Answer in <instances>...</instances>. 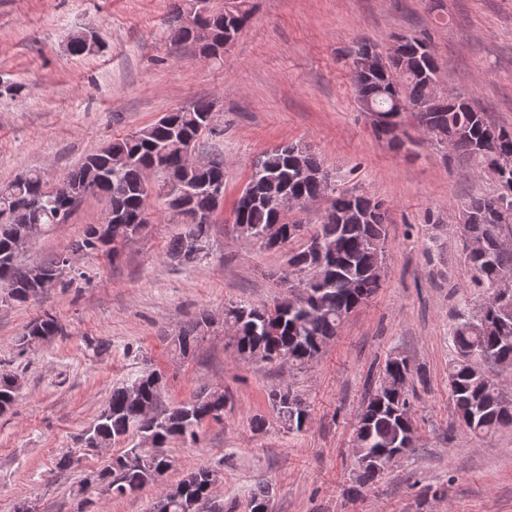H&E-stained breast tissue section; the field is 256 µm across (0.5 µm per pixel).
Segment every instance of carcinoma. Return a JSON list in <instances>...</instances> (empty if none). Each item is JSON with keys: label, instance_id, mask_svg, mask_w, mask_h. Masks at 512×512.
<instances>
[{"label": "carcinoma", "instance_id": "cac0c4a2", "mask_svg": "<svg viewBox=\"0 0 512 512\" xmlns=\"http://www.w3.org/2000/svg\"><path fill=\"white\" fill-rule=\"evenodd\" d=\"M193 0H183L177 15L173 42L201 45L203 54L216 55V48L227 37H237L248 21V14L232 7L213 12L204 9L198 17L200 32L185 25ZM398 53L386 55L370 42L361 40L349 52L352 90L359 109H375L403 124L404 112L416 114L427 124L434 138L431 144L469 163L474 172L492 175L501 191L495 196L473 197L462 205V235L465 261L472 281L486 294L477 312L458 319L453 340L457 356L448 367V384L458 420L476 436L484 437L504 427H512V399L502 383L490 377L482 363L512 366V313L491 307L504 281L512 278V251L498 250L501 239L512 238V128L497 125L472 104L464 94L450 98L437 91L438 63L428 37L400 34ZM372 53L382 59L374 71L358 70V60ZM212 105L198 100L186 108L165 113L159 119L116 138L89 156L64 179L63 188H46L41 170L29 169L0 185V297L23 303L36 295L39 274L64 283L66 268L61 256L39 265L21 266L17 257L31 244L25 238L28 224L44 227L66 223L83 199L100 195L112 207L109 230L112 247L96 237L95 225L71 244V251H102L117 256L119 247L138 237L146 225L138 217L149 209L146 173L163 175L162 188L179 190L187 182L224 184V161L211 160L197 172L183 165L176 142L197 143L211 127ZM301 149L296 142L282 143L257 156L250 164V177L233 209L237 211L238 232L266 250L281 248L305 236L304 224L285 220L275 205L278 192L327 199L328 206L310 240L319 242L315 251L309 244L292 253L281 279L288 285L287 299L272 308L239 301L224 306V316L235 327L233 345L243 359L273 362L285 354L293 366L305 367L322 351L342 324V316L365 302L381 287L377 272L384 268V244L389 215L384 201L357 190L336 187V180L317 157L305 150L306 175L292 165L291 154ZM124 164L112 167V159ZM189 211L216 216V205L207 191L190 197ZM212 223L186 224L177 235L170 253L182 264H200L207 258L206 243ZM481 242L482 254L469 248ZM206 313L176 336L179 351L185 355L209 331ZM55 317L45 313L32 320L23 341L39 342L57 334ZM384 381L363 406L355 440L360 458L377 452L400 449L414 434L412 406L414 393L409 387L406 359L394 356L384 367ZM14 375L0 371V411L16 401L12 390ZM164 377L152 370L115 387L93 425L83 434L84 447L93 440L112 443L129 433L140 436L138 447L111 460L97 471L112 485V495H134L155 482L171 465L161 448L173 438L196 443L207 419L224 418L227 397L219 390H202L194 399L156 413L151 424L141 421L145 404H157L164 388ZM273 410L289 430L301 431L307 422L302 399L285 385L269 393ZM214 470L204 466L179 483L161 492L152 512H203L208 502L204 475Z\"/></svg>", "mask_w": 512, "mask_h": 512}]
</instances>
